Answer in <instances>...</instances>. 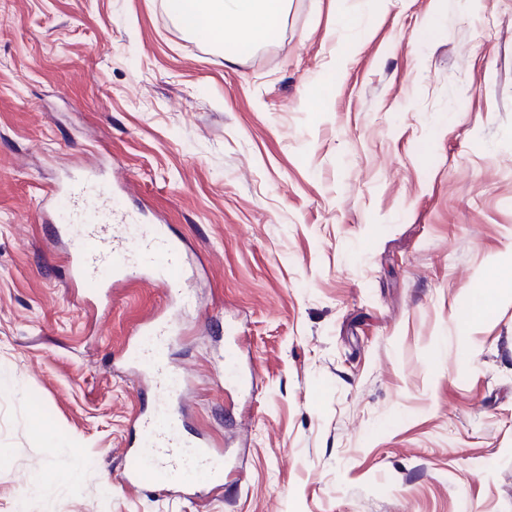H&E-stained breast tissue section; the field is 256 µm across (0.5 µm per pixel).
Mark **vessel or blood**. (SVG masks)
Here are the masks:
<instances>
[{
    "instance_id": "obj_1",
    "label": "vessel or blood",
    "mask_w": 512,
    "mask_h": 512,
    "mask_svg": "<svg viewBox=\"0 0 512 512\" xmlns=\"http://www.w3.org/2000/svg\"><path fill=\"white\" fill-rule=\"evenodd\" d=\"M67 208L55 234L69 242L71 287L101 297L103 289L147 274L159 275L171 309L146 325L122 360L146 369L159 390V403L136 420L137 445L125 452L121 481L144 491L182 494L203 487L220 488L233 479L223 449L210 440L186 435L179 406L187 386L185 372L170 356L181 332L179 307L189 280L186 253L163 222L141 223L121 203L117 189L96 172L59 188Z\"/></svg>"
}]
</instances>
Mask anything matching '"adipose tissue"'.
I'll use <instances>...</instances> for the list:
<instances>
[{
	"label": "adipose tissue",
	"mask_w": 512,
	"mask_h": 512,
	"mask_svg": "<svg viewBox=\"0 0 512 512\" xmlns=\"http://www.w3.org/2000/svg\"><path fill=\"white\" fill-rule=\"evenodd\" d=\"M182 27L204 28L219 44L255 46L284 21L289 0H168Z\"/></svg>",
	"instance_id": "adipose-tissue-1"
}]
</instances>
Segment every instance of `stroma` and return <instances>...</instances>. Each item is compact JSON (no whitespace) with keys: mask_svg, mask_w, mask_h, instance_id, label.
Listing matches in <instances>:
<instances>
[{"mask_svg":"<svg viewBox=\"0 0 512 512\" xmlns=\"http://www.w3.org/2000/svg\"><path fill=\"white\" fill-rule=\"evenodd\" d=\"M373 8L291 0L232 64L166 0H0V512H512V0ZM91 164L187 245L221 489L120 480L168 297L68 287L34 216Z\"/></svg>","mask_w":512,"mask_h":512,"instance_id":"obj_1","label":"stroma"}]
</instances>
